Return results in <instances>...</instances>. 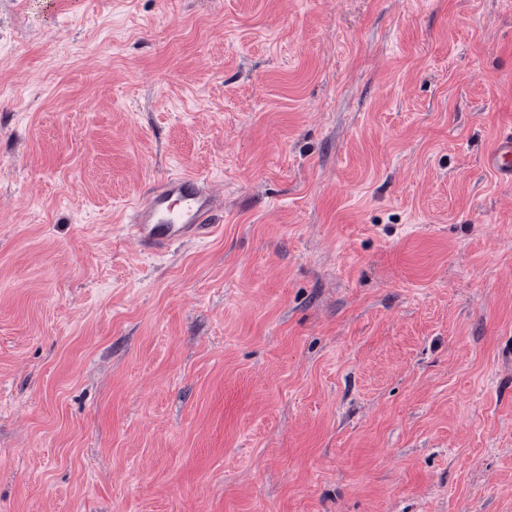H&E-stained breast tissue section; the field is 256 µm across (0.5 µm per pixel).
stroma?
I'll return each instance as SVG.
<instances>
[{
  "mask_svg": "<svg viewBox=\"0 0 512 512\" xmlns=\"http://www.w3.org/2000/svg\"><path fill=\"white\" fill-rule=\"evenodd\" d=\"M511 132L512 0H0V512H512ZM511 157L512 139L510 140L509 137H506L499 144L496 152L488 158L487 164L495 169L503 178L512 180ZM217 212L205 177L176 173L138 199L124 228L143 253L161 255L175 244L208 238Z\"/></svg>",
  "mask_w": 512,
  "mask_h": 512,
  "instance_id": "stroma-1",
  "label": "stroma"
}]
</instances>
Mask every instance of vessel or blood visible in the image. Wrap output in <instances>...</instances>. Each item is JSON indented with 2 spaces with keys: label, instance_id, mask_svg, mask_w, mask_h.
<instances>
[{
  "label": "vessel or blood",
  "instance_id": "b4317fda",
  "mask_svg": "<svg viewBox=\"0 0 512 512\" xmlns=\"http://www.w3.org/2000/svg\"><path fill=\"white\" fill-rule=\"evenodd\" d=\"M503 178L512 180V139L503 140L488 160ZM218 205L205 177L176 173L164 178L133 205L126 233L148 255H160L171 246L210 236Z\"/></svg>",
  "mask_w": 512,
  "mask_h": 512
}]
</instances>
